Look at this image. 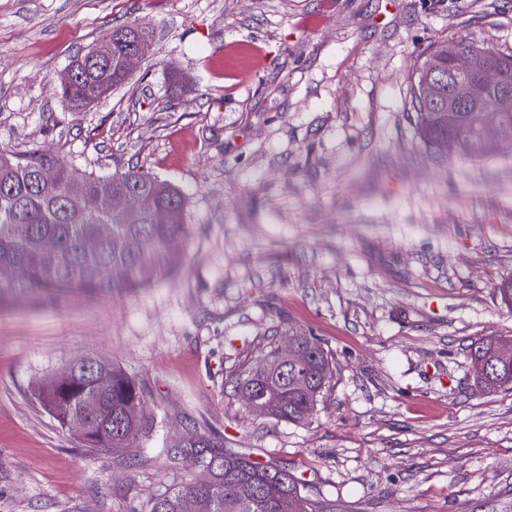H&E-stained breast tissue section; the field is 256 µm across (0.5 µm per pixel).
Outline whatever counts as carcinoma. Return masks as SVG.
<instances>
[{
	"mask_svg": "<svg viewBox=\"0 0 512 512\" xmlns=\"http://www.w3.org/2000/svg\"><path fill=\"white\" fill-rule=\"evenodd\" d=\"M134 26L105 30L102 39L112 41V53L99 61L92 47L71 59L54 81L56 90L69 106L82 111L107 97L114 88L128 82L130 75L122 58L132 49L150 53L148 32L128 38ZM442 97L434 106L424 104L416 93L411 96L422 139L436 146L444 137L455 141L454 154L475 157V145L489 138L512 139V109L501 113L496 129L481 125L476 112H446L448 67L441 71ZM56 171L55 181L38 186L35 178L45 167ZM135 211L141 196L149 194L169 211V222L152 224L142 217L124 223L102 211L94 189L101 177L79 167L69 166L51 153L34 151L12 155L0 151V300L7 295L50 296L57 300L73 294L112 295L152 285L159 277L180 268L182 254L173 247L190 235L185 224L186 197L175 186L159 179L142 166H131L109 176ZM82 181L89 194L69 198L67 187ZM110 224L107 234L100 225ZM98 239L89 250L85 242ZM50 239L54 248H44ZM20 266L24 277L14 278ZM116 269L122 275L115 277ZM512 336L479 338L471 344L470 364L474 381L486 390L512 386V360L499 359L503 344ZM288 344L298 345L304 356L298 365L279 368V348L264 354L238 385L246 409L277 421L301 423L315 410L334 378L335 366L329 352L313 336L297 334ZM73 376L52 378L38 385L33 398L46 408L68 431H74L78 416L94 420L102 432L91 448H131L140 435H147L152 424L145 418L146 399L139 384L120 366L89 354L70 362ZM212 466L210 484L203 486L192 478L172 484L149 499V512H324L303 496L294 474L282 465L257 462L252 456L224 449V440L196 435L175 452L174 463Z\"/></svg>",
	"mask_w": 512,
	"mask_h": 512,
	"instance_id": "obj_1",
	"label": "carcinoma"
}]
</instances>
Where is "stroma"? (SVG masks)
Wrapping results in <instances>:
<instances>
[{"label": "stroma", "mask_w": 512, "mask_h": 512, "mask_svg": "<svg viewBox=\"0 0 512 512\" xmlns=\"http://www.w3.org/2000/svg\"><path fill=\"white\" fill-rule=\"evenodd\" d=\"M131 22L153 51L71 111L54 80ZM450 37L512 54V0H0V150L148 167L191 229L152 286L0 302V512H145L195 434L287 466L329 512H512V391L468 358L512 335V152H437L410 108ZM296 333L336 362L324 398L301 424L248 412L240 378ZM86 354L142 384L134 447H83L34 401Z\"/></svg>", "instance_id": "obj_1"}]
</instances>
